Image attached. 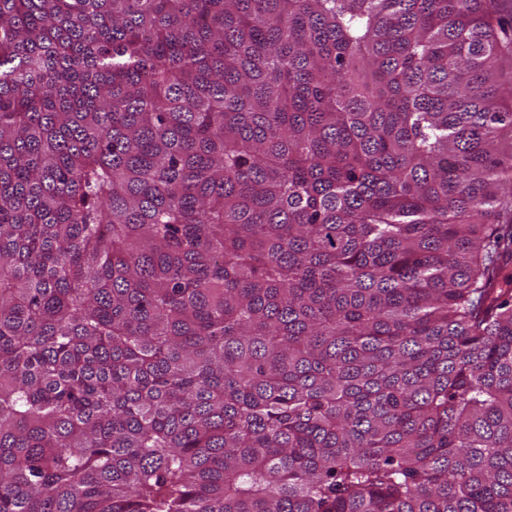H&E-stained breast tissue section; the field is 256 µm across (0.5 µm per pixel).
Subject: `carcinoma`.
I'll list each match as a JSON object with an SVG mask.
<instances>
[{"mask_svg":"<svg viewBox=\"0 0 512 512\" xmlns=\"http://www.w3.org/2000/svg\"><path fill=\"white\" fill-rule=\"evenodd\" d=\"M512 0H0V512H512Z\"/></svg>","mask_w":512,"mask_h":512,"instance_id":"cac0c4a2","label":"carcinoma"}]
</instances>
